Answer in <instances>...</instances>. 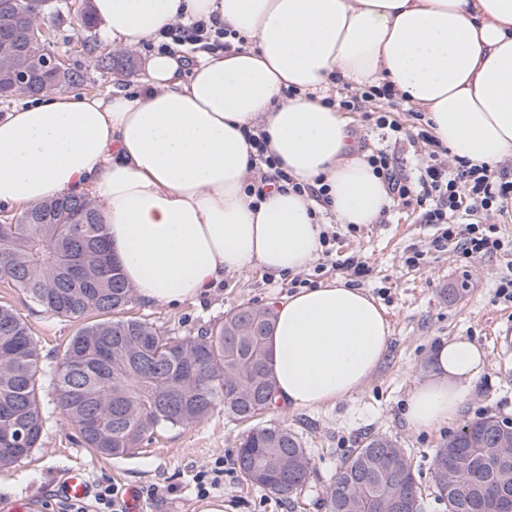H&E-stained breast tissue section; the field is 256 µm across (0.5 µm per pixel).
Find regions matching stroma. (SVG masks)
Returning <instances> with one entry per match:
<instances>
[{"label": "stroma", "instance_id": "1", "mask_svg": "<svg viewBox=\"0 0 512 512\" xmlns=\"http://www.w3.org/2000/svg\"><path fill=\"white\" fill-rule=\"evenodd\" d=\"M92 0H58L62 22L46 15L51 26L49 49L86 76V93L113 88L132 89L145 76L151 53L145 45L127 47L93 33L83 25ZM131 59V74L106 73L98 56ZM332 240L328 254L298 275L255 269L225 275L207 294L178 305L147 304L134 299L125 316L143 318L163 331L196 335L199 328L223 321L237 308L270 309L294 293L295 281L316 287L337 279L367 290L384 308L391 339L383 362L364 385L350 395L315 409L274 408L259 419L240 420L218 410L200 423L154 434L151 441L121 458H103L77 443L75 429L57 409L47 411L40 448L7 468H0V505L22 496L36 497L39 512H70L53 483L69 468H85L93 486L123 489L136 486L142 512H201L205 503H219L224 512H325L326 486L349 449L368 436H386L410 454L420 476L426 512H443L436 498L433 458L461 423L486 415L512 420V353L502 354L499 336L512 329V302L497 296L507 269L501 257H463L455 242H440L442 225L424 223L420 210L391 207L375 224H338L325 227ZM420 251L419 266L406 263ZM361 256L369 271L358 277L337 267V260ZM0 302L12 305L30 325L42 354L43 379L51 377L52 361L60 360L78 319L54 316L32 303L19 289L0 280ZM457 336L468 337L487 353L484 373L474 386L458 421L425 432L410 428L405 402L414 385L431 370L432 350ZM279 424L302 433L311 458L307 483L291 498L261 490L236 469L239 443L256 425ZM232 462L221 484L208 498L196 492L195 476L217 457Z\"/></svg>", "mask_w": 512, "mask_h": 512}]
</instances>
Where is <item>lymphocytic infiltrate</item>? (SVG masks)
<instances>
[{
	"instance_id": "f902f5d3",
	"label": "lymphocytic infiltrate",
	"mask_w": 512,
	"mask_h": 512,
	"mask_svg": "<svg viewBox=\"0 0 512 512\" xmlns=\"http://www.w3.org/2000/svg\"><path fill=\"white\" fill-rule=\"evenodd\" d=\"M230 34V29H214L200 19L188 26L170 25L158 33L156 41L162 50L172 41L210 47L220 45ZM365 160L392 200L421 209L426 223L443 225L442 240L458 241L463 256L497 254L512 267V239L498 235L495 225L481 221L483 213H506L512 203V176L505 170L464 161L451 168L434 150L409 179L397 173V159L389 150L368 152Z\"/></svg>"
}]
</instances>
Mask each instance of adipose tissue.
I'll return each instance as SVG.
<instances>
[{"label":"adipose tissue","instance_id":"adipose-tissue-1","mask_svg":"<svg viewBox=\"0 0 512 512\" xmlns=\"http://www.w3.org/2000/svg\"><path fill=\"white\" fill-rule=\"evenodd\" d=\"M99 33L136 46L171 24L217 22L239 36L185 68L151 56L137 91L49 94L0 116V205L94 199L111 253L147 302L199 298L225 275L295 273L322 249L323 213L376 223L389 197L322 105L333 77L389 84L423 109L453 158L512 159V0H93ZM295 182L329 186L321 208L293 191L255 202L246 133ZM275 400L315 408L360 388L391 337L382 306L336 280L275 309ZM486 367L459 336L433 353L404 411L415 430L452 423Z\"/></svg>","mask_w":512,"mask_h":512}]
</instances>
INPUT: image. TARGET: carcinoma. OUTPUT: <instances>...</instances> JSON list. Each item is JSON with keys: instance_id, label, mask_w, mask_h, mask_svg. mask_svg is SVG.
<instances>
[{"instance_id": "1", "label": "carcinoma", "mask_w": 512, "mask_h": 512, "mask_svg": "<svg viewBox=\"0 0 512 512\" xmlns=\"http://www.w3.org/2000/svg\"><path fill=\"white\" fill-rule=\"evenodd\" d=\"M47 0H0V31L45 49L49 33L38 24ZM37 74L39 87L21 89L19 72ZM51 74L40 62L19 56L0 34V99L54 92ZM83 209L89 223L80 240L68 241V227L54 222L66 206ZM0 278L19 288L45 311L63 318L98 319L82 326L66 344L59 368L43 390L40 351L31 328L9 305L0 304V430L11 425L23 437L0 436V467L27 457L41 444L45 425L43 395L74 426L79 444L105 458L132 453L158 430L189 426L217 409L250 419L272 406L275 390L269 340L274 316L242 307L194 336H168L145 319L115 316L132 298L105 243L95 201L84 195L54 198L22 211L12 224H0ZM512 434L508 420L489 426L466 423L438 449L434 472L463 460L468 479L448 495H437L446 512H483L489 499H512V466L494 472L469 443ZM240 472L263 474L251 483L289 497L310 476L305 439L284 426L267 424L242 438ZM424 499L412 459L386 437H367L352 448L325 489L327 512H398L401 500Z\"/></svg>"}]
</instances>
